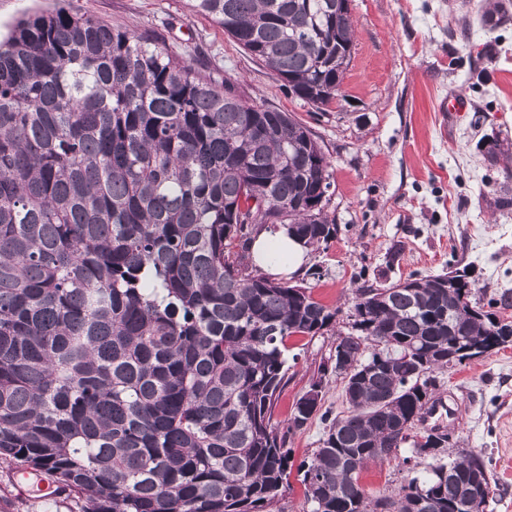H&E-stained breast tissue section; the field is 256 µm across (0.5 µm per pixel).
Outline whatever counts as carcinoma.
Wrapping results in <instances>:
<instances>
[{
    "label": "carcinoma",
    "mask_w": 512,
    "mask_h": 512,
    "mask_svg": "<svg viewBox=\"0 0 512 512\" xmlns=\"http://www.w3.org/2000/svg\"><path fill=\"white\" fill-rule=\"evenodd\" d=\"M288 95L336 97L354 26L336 0H188ZM330 161L290 113L245 100L136 30L61 8L0 39V463L51 477L77 512H272L288 439L319 410L323 381L284 426L273 406L291 337L340 312L256 263L263 230L309 248L336 238L321 197ZM352 293L350 410L329 418L298 468L310 512H484L485 457L448 461L423 431L452 340L491 344L511 326L455 271ZM432 461L391 493L373 462Z\"/></svg>",
    "instance_id": "carcinoma-1"
}]
</instances>
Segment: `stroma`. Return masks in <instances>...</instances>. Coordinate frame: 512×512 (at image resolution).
<instances>
[{"label": "stroma", "instance_id": "obj_1", "mask_svg": "<svg viewBox=\"0 0 512 512\" xmlns=\"http://www.w3.org/2000/svg\"><path fill=\"white\" fill-rule=\"evenodd\" d=\"M64 2L71 11L131 27L190 58L200 77L236 83L259 103L293 113L327 154L333 186L326 210L338 232L311 250L295 282L338 309L324 334L288 342V382L274 408L287 423L297 400L323 377L322 410L347 412L343 383L324 371L350 320L342 309L353 289L412 274L465 271L481 301L512 298V205H500L502 165L482 140L512 148V21L481 25V0H351L355 50L340 94L319 111L292 98L211 18L186 0H0V34L26 13ZM462 94L454 117L440 101ZM454 415L436 420L459 449L490 461L485 512H512V346L437 374ZM0 464V512H70L19 492Z\"/></svg>", "mask_w": 512, "mask_h": 512}]
</instances>
